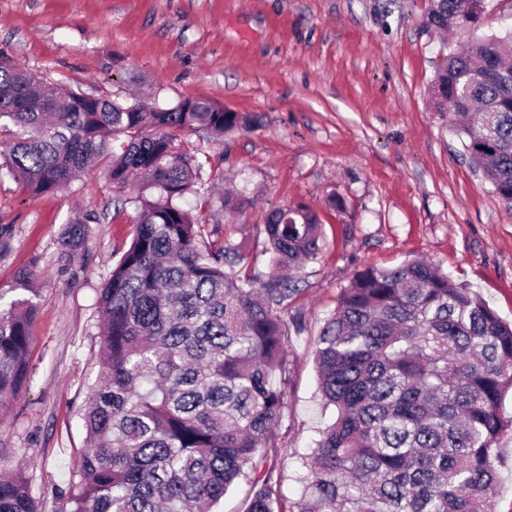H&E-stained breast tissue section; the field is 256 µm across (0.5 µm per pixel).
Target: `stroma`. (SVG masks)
<instances>
[{"mask_svg":"<svg viewBox=\"0 0 512 512\" xmlns=\"http://www.w3.org/2000/svg\"><path fill=\"white\" fill-rule=\"evenodd\" d=\"M430 0H0V54L47 81L97 96L134 92L168 107L205 98L247 127L223 143L185 137L205 162L188 206L270 273L257 255L263 215L305 204L327 247L296 277L305 327L288 346L289 397L277 468L297 497L300 458L335 418L318 394L314 351L341 289L368 267L424 258L512 322V209L500 201L436 112L429 88L463 32L425 24ZM252 206L219 211L225 191ZM103 169L30 195L0 174V301L34 273L38 315L28 389L0 408V469L26 467L38 512H68L84 446L79 415L98 367L96 300L130 244L129 214ZM88 224L62 258L61 232Z\"/></svg>","mask_w":512,"mask_h":512,"instance_id":"35a3bbf8","label":"stroma"}]
</instances>
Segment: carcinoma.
<instances>
[{
    "label": "carcinoma",
    "mask_w": 512,
    "mask_h": 512,
    "mask_svg": "<svg viewBox=\"0 0 512 512\" xmlns=\"http://www.w3.org/2000/svg\"><path fill=\"white\" fill-rule=\"evenodd\" d=\"M483 0H431L425 24L474 29ZM512 29L444 56L431 85L472 164L512 207ZM245 117L202 98L175 106L89 95L0 56V170L36 195L103 161L133 207L132 240L96 306L100 374L82 412L86 448L69 512H218L246 477V512L285 500L277 472L288 406V342L304 329L299 289L275 273L325 247L317 215L275 208L255 272L228 239H209L181 205L204 164L184 134L214 142ZM89 235L69 224V255ZM27 296L0 308V407L29 382L37 314ZM321 399L336 418L305 456L288 512H486L512 433V324L432 263L368 267L342 289L316 348ZM280 381L271 382L274 371ZM0 512H38L24 468L0 476Z\"/></svg>",
    "instance_id": "1"
}]
</instances>
